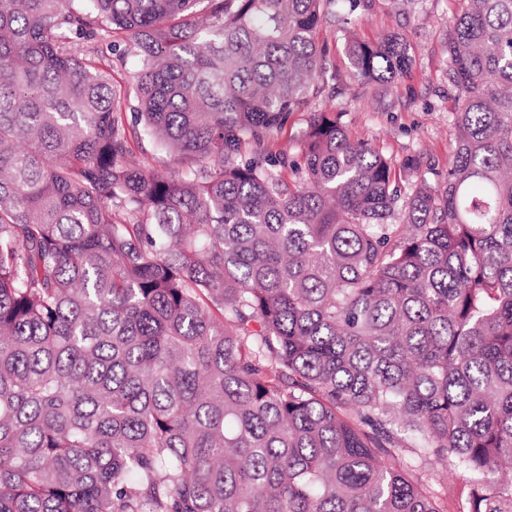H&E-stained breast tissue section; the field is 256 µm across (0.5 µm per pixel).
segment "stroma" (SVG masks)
<instances>
[{"label":"stroma","mask_w":512,"mask_h":512,"mask_svg":"<svg viewBox=\"0 0 512 512\" xmlns=\"http://www.w3.org/2000/svg\"><path fill=\"white\" fill-rule=\"evenodd\" d=\"M460 0H370L350 22L361 36L395 32L413 48L411 71L391 83L340 80L332 101L314 100L312 110L335 105L354 138L370 142L398 169L403 187L412 179L404 164L415 158L445 174L454 145L449 116L458 91L448 81V27Z\"/></svg>","instance_id":"obj_1"}]
</instances>
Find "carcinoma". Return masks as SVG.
I'll return each mask as SVG.
<instances>
[{
    "label": "carcinoma",
    "mask_w": 512,
    "mask_h": 512,
    "mask_svg": "<svg viewBox=\"0 0 512 512\" xmlns=\"http://www.w3.org/2000/svg\"><path fill=\"white\" fill-rule=\"evenodd\" d=\"M465 2L448 173L404 195L334 106L271 139L366 0H0V512H444L450 466L512 512V0ZM100 52L104 57V63H108V59H112V77L114 82H120L124 85H130L133 81V75L138 69V62L134 55L128 54L124 60L123 65L118 60L119 53L124 49V44L120 46V52H114L111 55L110 48L106 46V44H99ZM310 112H296L288 120V124L281 130L274 132L273 141L275 149L288 152L295 143L296 138L306 128Z\"/></svg>",
    "instance_id": "carcinoma-1"
}]
</instances>
